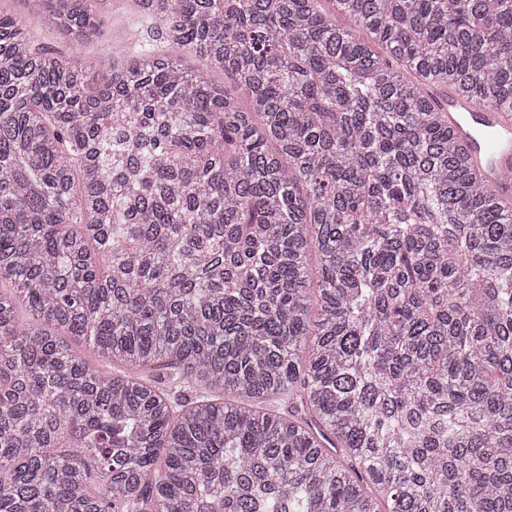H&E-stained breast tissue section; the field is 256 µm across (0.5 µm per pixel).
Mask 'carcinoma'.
Returning a JSON list of instances; mask_svg holds the SVG:
<instances>
[{
    "instance_id": "obj_1",
    "label": "carcinoma",
    "mask_w": 512,
    "mask_h": 512,
    "mask_svg": "<svg viewBox=\"0 0 512 512\" xmlns=\"http://www.w3.org/2000/svg\"><path fill=\"white\" fill-rule=\"evenodd\" d=\"M136 2L99 86L0 7V512H512V209L424 91L512 108V0ZM153 380L161 385L168 386L171 388L173 394H175L177 400L181 402L183 397H192L191 395H195L194 392H191L192 389H186L183 387L182 383H179L175 376V371H173L168 366H160L153 372ZM185 395V396H184Z\"/></svg>"
}]
</instances>
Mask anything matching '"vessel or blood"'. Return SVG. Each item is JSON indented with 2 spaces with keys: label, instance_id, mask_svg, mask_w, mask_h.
I'll return each instance as SVG.
<instances>
[{
  "label": "vessel or blood",
  "instance_id": "vessel-or-blood-1",
  "mask_svg": "<svg viewBox=\"0 0 512 512\" xmlns=\"http://www.w3.org/2000/svg\"><path fill=\"white\" fill-rule=\"evenodd\" d=\"M427 93L468 149L483 183L500 202L512 206V111L492 100L478 103L458 97L436 85Z\"/></svg>",
  "mask_w": 512,
  "mask_h": 512
}]
</instances>
